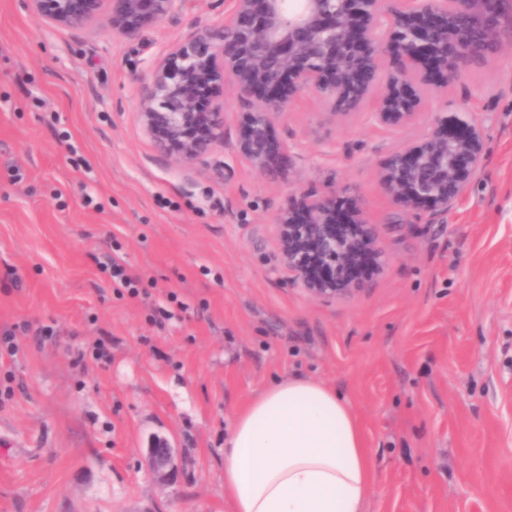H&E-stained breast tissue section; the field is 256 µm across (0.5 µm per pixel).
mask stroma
<instances>
[{"label": "stroma", "mask_w": 512, "mask_h": 512, "mask_svg": "<svg viewBox=\"0 0 512 512\" xmlns=\"http://www.w3.org/2000/svg\"><path fill=\"white\" fill-rule=\"evenodd\" d=\"M228 0H177L132 36L0 0V512H228L224 436L275 378L346 396L375 473L369 512H512V0L499 41L426 93L415 124H337L313 96L273 128L283 172L224 143L184 166L137 117L144 76ZM466 110L484 161L448 211H406L381 164L433 113ZM357 190L387 263L353 299H312L277 247L300 193ZM116 259L145 294H117ZM107 355L99 357L97 344ZM169 441L174 469L145 462ZM149 454L147 464L152 473L161 481L168 478V467L173 464L174 450L165 439H156L148 448Z\"/></svg>", "instance_id": "1"}]
</instances>
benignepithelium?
<instances>
[{"mask_svg": "<svg viewBox=\"0 0 512 512\" xmlns=\"http://www.w3.org/2000/svg\"><path fill=\"white\" fill-rule=\"evenodd\" d=\"M40 21L80 27L102 14L129 35L170 16L176 0H29ZM216 30L196 31L149 67L138 122L165 154L195 164L224 145V101L233 86L250 101L236 151L252 168L276 177L282 147L274 123L303 94L340 122L372 104L381 125L419 117L427 89L447 84L460 64L498 40L504 0H232ZM484 159L480 126L466 114L436 115L429 130L390 155L378 172L383 192L405 210L446 212ZM282 264L312 299L352 298L368 288L365 262L386 258L354 194L303 192L276 217ZM147 464L168 478L174 449L164 439Z\"/></svg>", "mask_w": 512, "mask_h": 512, "instance_id": "benign-epithelium-1", "label": "benign epithelium"}]
</instances>
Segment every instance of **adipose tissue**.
<instances>
[{
  "label": "adipose tissue",
  "mask_w": 512,
  "mask_h": 512,
  "mask_svg": "<svg viewBox=\"0 0 512 512\" xmlns=\"http://www.w3.org/2000/svg\"><path fill=\"white\" fill-rule=\"evenodd\" d=\"M374 484L350 401L308 378L260 391L224 444L229 512H367Z\"/></svg>",
  "instance_id": "ef3b65f1"
}]
</instances>
